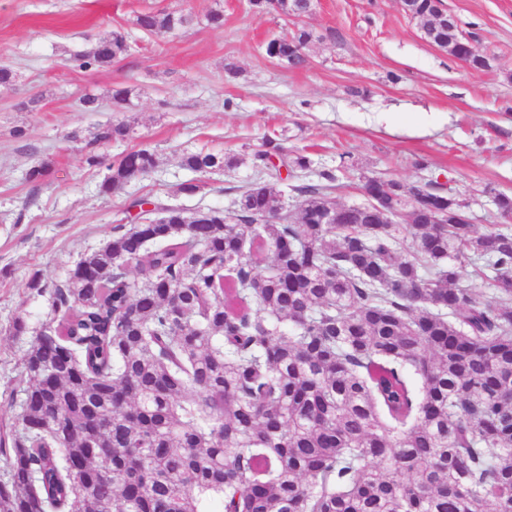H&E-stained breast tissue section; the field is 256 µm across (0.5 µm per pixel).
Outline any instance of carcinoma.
<instances>
[{
    "label": "carcinoma",
    "instance_id": "cac0c4a2",
    "mask_svg": "<svg viewBox=\"0 0 512 512\" xmlns=\"http://www.w3.org/2000/svg\"><path fill=\"white\" fill-rule=\"evenodd\" d=\"M441 0H403L430 20ZM189 14L141 12L150 35ZM458 58L454 19L424 30ZM314 33L269 44L307 62ZM114 30L73 56L88 70L120 60ZM104 125L91 144L133 138ZM296 169L268 137L252 155ZM236 158L186 152L193 172ZM156 154L112 163L108 193L149 174ZM296 187L298 221L265 183L224 211L159 204L113 228L65 284L59 317L21 358L18 428L0 441V512H512V233L480 235L461 195L387 181L378 205L401 224L319 216L335 176ZM482 263L479 299L461 270ZM134 270L139 280L129 277Z\"/></svg>",
    "mask_w": 512,
    "mask_h": 512
}]
</instances>
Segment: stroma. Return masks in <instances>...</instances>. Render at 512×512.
Returning <instances> with one entry per match:
<instances>
[{"mask_svg": "<svg viewBox=\"0 0 512 512\" xmlns=\"http://www.w3.org/2000/svg\"><path fill=\"white\" fill-rule=\"evenodd\" d=\"M442 4L489 57L488 68L471 69L427 41L400 0H315L298 21L253 13L249 0H0V65L20 73L0 87V435L15 426L20 358L54 316L50 294L32 278L63 283L117 223H136L137 199L233 213L241 191L261 177L252 155L265 137L311 160L273 181L290 215L298 213L297 186L329 172L340 205L365 203L368 177L431 184L469 200L477 231L507 228L493 198L512 194V0ZM217 7L224 26L213 29L205 16ZM145 10L182 11L193 23L157 38L133 24ZM298 25L314 33L302 70L266 53L269 39ZM117 28L130 46L124 59L104 69L71 65ZM117 85L132 88L130 106L82 111L85 93L104 96ZM37 95L38 108L23 109ZM117 120L134 124L133 139L89 147L99 126ZM19 126L26 139L14 137ZM143 145L154 149L156 168L101 193L109 165ZM92 151L99 164H88ZM188 151L238 163L195 173L180 162ZM42 162L50 175L28 182ZM187 182L199 191L179 192Z\"/></svg>", "mask_w": 512, "mask_h": 512, "instance_id": "stroma-1", "label": "stroma"}]
</instances>
